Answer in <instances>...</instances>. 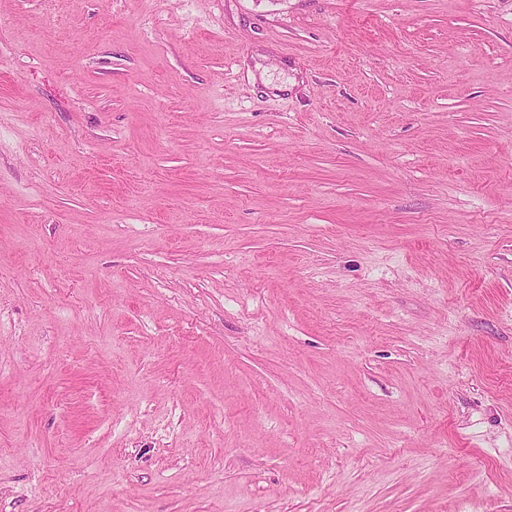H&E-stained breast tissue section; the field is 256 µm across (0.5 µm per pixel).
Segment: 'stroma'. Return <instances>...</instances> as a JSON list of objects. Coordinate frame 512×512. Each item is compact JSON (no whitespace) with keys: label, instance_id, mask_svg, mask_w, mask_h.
Listing matches in <instances>:
<instances>
[{"label":"stroma","instance_id":"1","mask_svg":"<svg viewBox=\"0 0 512 512\" xmlns=\"http://www.w3.org/2000/svg\"><path fill=\"white\" fill-rule=\"evenodd\" d=\"M512 512V0H0V512Z\"/></svg>","mask_w":512,"mask_h":512}]
</instances>
